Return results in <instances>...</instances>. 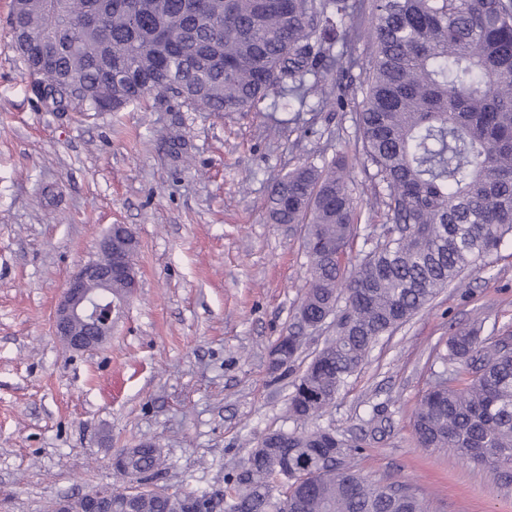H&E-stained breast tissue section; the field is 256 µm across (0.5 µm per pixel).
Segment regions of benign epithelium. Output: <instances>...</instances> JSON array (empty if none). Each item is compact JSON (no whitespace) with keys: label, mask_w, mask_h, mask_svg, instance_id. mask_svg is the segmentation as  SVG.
<instances>
[{"label":"benign epithelium","mask_w":512,"mask_h":512,"mask_svg":"<svg viewBox=\"0 0 512 512\" xmlns=\"http://www.w3.org/2000/svg\"><path fill=\"white\" fill-rule=\"evenodd\" d=\"M98 248L109 254V263L100 265L91 261L84 264L65 283L52 316L55 336L76 352L92 351L106 340L96 330L104 326L112 328L114 317L120 314L137 288V275L127 257L129 238L117 239L110 231L99 241ZM115 278L130 281L129 294L120 299L101 294L112 287ZM111 495L112 488L97 486L80 493L79 498L83 499L86 512H100L102 508H111V504L103 503V499Z\"/></svg>","instance_id":"obj_1"}]
</instances>
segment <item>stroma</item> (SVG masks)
<instances>
[{
  "instance_id": "stroma-1",
  "label": "stroma",
  "mask_w": 512,
  "mask_h": 512,
  "mask_svg": "<svg viewBox=\"0 0 512 512\" xmlns=\"http://www.w3.org/2000/svg\"><path fill=\"white\" fill-rule=\"evenodd\" d=\"M9 3L0 0V512H45L58 496L111 484L115 450L148 439L167 459L158 485L222 489L258 438L296 429L288 398L336 334L332 318L304 330L294 365L271 371L308 260L298 226L270 223L268 195L301 163L354 155L355 88L369 61L347 68L331 45L322 84L340 109L278 88L231 114L174 99L56 112L30 91ZM351 182L363 255L387 218L361 167ZM115 224L138 241L139 288L101 346L69 351L52 331L61 288ZM477 318L486 338L512 331V241L375 345L319 420L361 443V475L408 483L429 512H512V478L418 447L412 433L438 349ZM377 409L379 433L368 424Z\"/></svg>"
}]
</instances>
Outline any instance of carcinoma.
<instances>
[{
    "mask_svg": "<svg viewBox=\"0 0 512 512\" xmlns=\"http://www.w3.org/2000/svg\"><path fill=\"white\" fill-rule=\"evenodd\" d=\"M28 0L11 27L30 87L57 112H118L151 95L209 112H245L279 85L306 94L323 44L356 45L372 61L360 82L353 160L383 188L388 227L357 264L360 214L352 164L334 156L302 163L271 187L274 224L303 225L308 287L299 315L336 321V338L315 354L288 399L290 418L318 419L381 336L410 321L463 274L488 265L512 238V0ZM32 37L61 45L44 67ZM482 325L456 330L443 369L419 400L413 433L421 448L464 462L512 468V346L486 344ZM302 336L276 350L295 362ZM362 445L332 428L278 430L257 439L248 464L224 477V497L195 499L196 512H427L404 483L372 481L348 459ZM288 464L281 481L274 460ZM166 466L143 440L112 463V512L123 491L147 485ZM168 500L138 493L133 512H165Z\"/></svg>",
    "mask_w": 512,
    "mask_h": 512,
    "instance_id": "carcinoma-1",
    "label": "carcinoma"
}]
</instances>
